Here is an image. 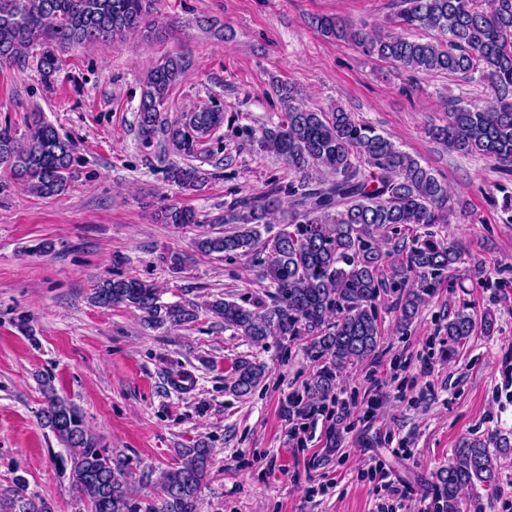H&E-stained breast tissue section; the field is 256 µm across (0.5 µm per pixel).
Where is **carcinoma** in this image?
Returning a JSON list of instances; mask_svg holds the SVG:
<instances>
[{"label":"carcinoma","mask_w":512,"mask_h":512,"mask_svg":"<svg viewBox=\"0 0 512 512\" xmlns=\"http://www.w3.org/2000/svg\"><path fill=\"white\" fill-rule=\"evenodd\" d=\"M153 0H0V65L35 56L44 81L62 69L57 51L71 45L123 41L149 31ZM398 25L428 31L413 38L376 33L338 17L319 16L312 24L339 44L365 56L425 75L444 72L486 83L494 98L485 105L450 101L447 120L428 130L436 141L464 155H479L512 170V0H401ZM189 66L180 55H167L146 74L136 120L142 143L159 141L166 153L183 158L166 168V178L184 191H198L208 173L192 163L201 146L224 124V112L203 106L173 120L167 117L168 93ZM282 104L280 122L258 139L260 150L274 155L299 174L288 189L272 184L258 196L242 198L211 220L189 206L161 203L155 218L162 224H230L219 235L198 240L206 255H266L261 277L275 288L269 306L246 307L214 297L203 305L163 303L153 284L118 276L98 282L91 301L102 308L125 305L140 311L150 328L184 326L197 320L199 308L254 345L268 340L307 339L311 358L321 362L307 385L306 398L320 406L336 398L337 378L374 356L381 339L378 306L395 296L398 327L406 332L437 283L462 261L461 252L437 237L432 228L452 214L467 213L465 201L413 155L342 108L322 112L306 107L298 90L276 85ZM76 161L72 142L63 139L40 112H32L27 133L0 129V163L30 193L41 197L67 190ZM288 200H283L282 193ZM279 215L280 230L262 236L260 227ZM410 237L405 247H383L390 235ZM490 334L495 317L480 321L460 309L445 333L453 358L476 329ZM233 389L250 395L266 376L265 366L240 359L232 366ZM44 396L40 420L66 455L61 457L79 499L91 512H197L207 477L211 448L201 442L180 452V462L162 471L136 474L126 460L98 446L81 410L57 395L53 377L41 375ZM156 481L157 496L142 501L135 481ZM497 485V457L481 439L463 438L448 464L436 474L437 512H483L479 490ZM0 512H54L45 498L28 493L16 475L0 491Z\"/></svg>","instance_id":"obj_1"}]
</instances>
